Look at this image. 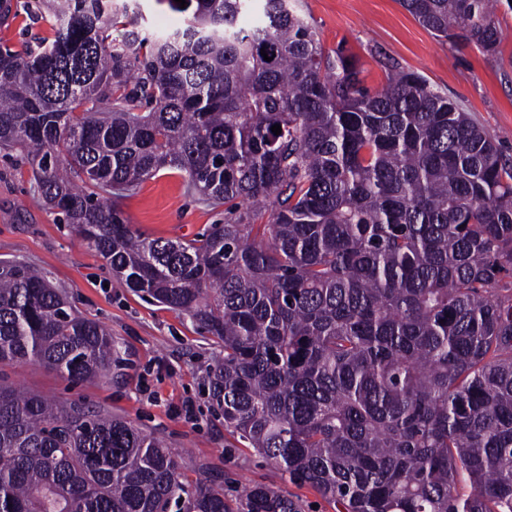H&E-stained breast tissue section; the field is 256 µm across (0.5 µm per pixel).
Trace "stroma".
Wrapping results in <instances>:
<instances>
[{"instance_id":"1","label":"stroma","mask_w":512,"mask_h":512,"mask_svg":"<svg viewBox=\"0 0 512 512\" xmlns=\"http://www.w3.org/2000/svg\"><path fill=\"white\" fill-rule=\"evenodd\" d=\"M325 49L344 46L362 71L365 86L382 89L388 67L423 75L460 104L512 158V14L502 20L498 57L438 39L399 0H301ZM128 224L150 238L187 241L223 223V209L191 195L182 175L159 171L117 201ZM0 259L48 272L77 310L107 328L126 352L121 378L74 384L33 364L7 366V384L57 401L101 407L157 434L173 448H187L194 463L218 474L226 493L255 482L299 500L304 512H335L309 486L289 483L254 449L224 428L213 406L208 372L217 347L184 314L153 303L116 279L105 261L83 245L70 226L57 223L32 190L30 167L20 153L0 155Z\"/></svg>"}]
</instances>
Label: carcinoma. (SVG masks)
Returning <instances> with one entry per match:
<instances>
[{
  "instance_id": "cac0c4a2",
  "label": "carcinoma",
  "mask_w": 512,
  "mask_h": 512,
  "mask_svg": "<svg viewBox=\"0 0 512 512\" xmlns=\"http://www.w3.org/2000/svg\"><path fill=\"white\" fill-rule=\"evenodd\" d=\"M165 2L181 23L150 34L139 0H0L1 27L22 9L51 33L0 48V150L126 287L214 338L224 428L288 482L336 512H512V159L414 71L366 88L300 0ZM400 2L491 57L512 13ZM163 169L224 223L134 232L115 199ZM15 362L72 383L124 367L48 274L0 261ZM188 471L125 418L0 381V512H303Z\"/></svg>"
}]
</instances>
